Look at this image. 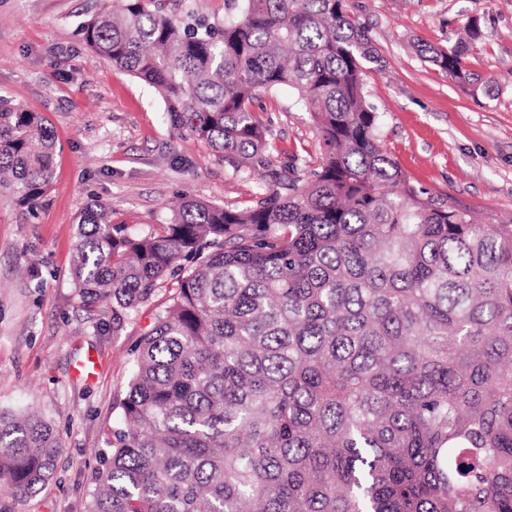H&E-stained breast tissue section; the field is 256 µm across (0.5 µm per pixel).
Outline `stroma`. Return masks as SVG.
Returning <instances> with one entry per match:
<instances>
[{
	"label": "stroma",
	"mask_w": 512,
	"mask_h": 512,
	"mask_svg": "<svg viewBox=\"0 0 512 512\" xmlns=\"http://www.w3.org/2000/svg\"><path fill=\"white\" fill-rule=\"evenodd\" d=\"M103 0H0V96L42 113L57 142L54 179L35 218L0 193V408L53 419L63 448L52 480L17 512H86L101 455L120 424L114 402L133 372L132 351L150 321L142 310L122 335L112 308L86 311L68 277L75 218L92 200L112 221L144 233L172 218L186 193L220 205H252L259 181L236 173L201 141L174 133L160 96L81 40ZM380 63L365 76L393 160L434 203L454 201L481 224L512 222V0H350ZM481 37L464 61L466 86L423 58L451 44L467 22ZM276 138L275 167L320 163L316 130L296 94L255 103ZM37 265L38 278L25 276ZM97 357L98 372L80 366Z\"/></svg>",
	"instance_id": "1"
}]
</instances>
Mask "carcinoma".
I'll use <instances>...</instances> for the list:
<instances>
[{"label":"carcinoma","instance_id":"carcinoma-1","mask_svg":"<svg viewBox=\"0 0 512 512\" xmlns=\"http://www.w3.org/2000/svg\"><path fill=\"white\" fill-rule=\"evenodd\" d=\"M159 2L115 0L79 35L234 171L271 164L261 90L297 92L322 158L245 209L184 196L155 232L99 200L78 215L81 303L112 305L114 336L153 307L86 512H512V224L435 205L384 149L349 0H224L222 25ZM480 36L422 52L473 84ZM55 152L41 113L0 100V191L22 213ZM61 448L41 414L0 410V512Z\"/></svg>","mask_w":512,"mask_h":512}]
</instances>
